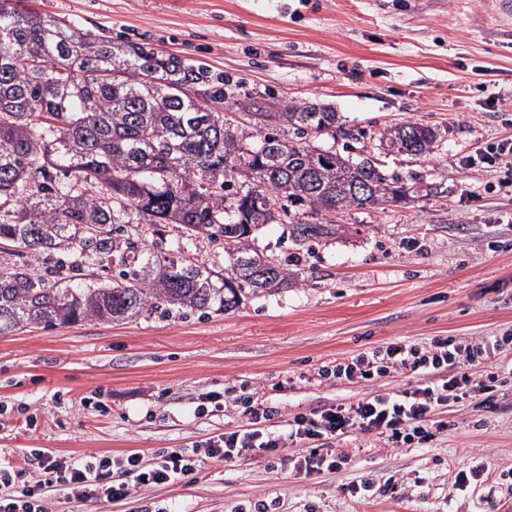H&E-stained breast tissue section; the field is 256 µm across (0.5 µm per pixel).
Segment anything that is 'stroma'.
Here are the masks:
<instances>
[{"label": "stroma", "mask_w": 512, "mask_h": 512, "mask_svg": "<svg viewBox=\"0 0 512 512\" xmlns=\"http://www.w3.org/2000/svg\"><path fill=\"white\" fill-rule=\"evenodd\" d=\"M496 0H24L25 8L116 41L206 63L235 98L319 102L386 171L417 174L424 199L337 214L308 245L271 224L256 250L297 257L288 288L208 316L170 311L123 323L28 328L0 336V464L34 448L61 457L136 451L144 460L245 424L243 394L294 414L353 402L379 380L317 371L393 342L512 334V187L501 164L465 157L512 136V25ZM417 121L439 138L428 159L379 153L384 127ZM225 408L199 412L203 394ZM498 409L449 402L448 428L424 448L356 432L351 461L308 477L278 458L204 461L179 483L85 503L50 492L45 512H512V375ZM479 462L488 480L458 490ZM374 482L369 502L351 489Z\"/></svg>", "instance_id": "obj_1"}]
</instances>
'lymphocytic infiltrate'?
Listing matches in <instances>:
<instances>
[{"mask_svg":"<svg viewBox=\"0 0 512 512\" xmlns=\"http://www.w3.org/2000/svg\"><path fill=\"white\" fill-rule=\"evenodd\" d=\"M509 344L512 337L507 335L475 341L448 336L426 347L395 342L361 352L320 369V376L352 381L384 378L400 371L415 377L416 385L295 414L284 431L270 429L273 408L252 394L243 401L247 424L190 450L170 448L159 452L150 465L144 464L137 453L90 452L68 460L35 448L29 453L35 463L29 479L0 466V512H44L45 492L57 487L71 490L85 501L105 498L117 502L143 486L179 482L203 457L228 463L247 453L273 456L301 442L311 444L312 449L295 460L296 474L331 470L348 459L346 449L331 447V440L356 429L382 436L393 448H420L446 430L439 412L449 402L469 399L497 407L493 386L481 380L478 370Z\"/></svg>","mask_w":512,"mask_h":512,"instance_id":"lymphocytic-infiltrate-1","label":"lymphocytic infiltrate"}]
</instances>
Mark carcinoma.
<instances>
[{
	"instance_id": "cac0c4a2",
	"label": "carcinoma",
	"mask_w": 512,
	"mask_h": 512,
	"mask_svg": "<svg viewBox=\"0 0 512 512\" xmlns=\"http://www.w3.org/2000/svg\"><path fill=\"white\" fill-rule=\"evenodd\" d=\"M21 3L0 0V245L21 249L0 271V336L231 310L248 293L288 286L291 259L251 247L262 227L320 240L336 234L322 216L338 208L421 193V178L408 188L368 158L315 145L350 138L327 105L236 100L253 120L246 131L212 109L228 101L224 74ZM436 140L417 122L380 133L422 157ZM253 178L268 196H250ZM133 212L151 227L177 225L187 240L224 244L229 266L218 273L179 246L155 254L129 230ZM109 259L112 284H79Z\"/></svg>"
}]
</instances>
